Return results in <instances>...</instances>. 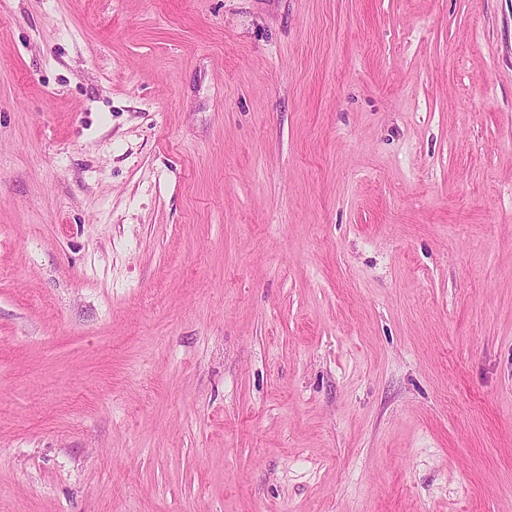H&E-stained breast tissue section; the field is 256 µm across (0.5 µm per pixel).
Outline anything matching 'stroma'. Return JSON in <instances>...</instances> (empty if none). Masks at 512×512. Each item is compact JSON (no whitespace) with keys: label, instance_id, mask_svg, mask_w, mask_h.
Here are the masks:
<instances>
[{"label":"stroma","instance_id":"1","mask_svg":"<svg viewBox=\"0 0 512 512\" xmlns=\"http://www.w3.org/2000/svg\"><path fill=\"white\" fill-rule=\"evenodd\" d=\"M0 512H512V0H0Z\"/></svg>","mask_w":512,"mask_h":512}]
</instances>
